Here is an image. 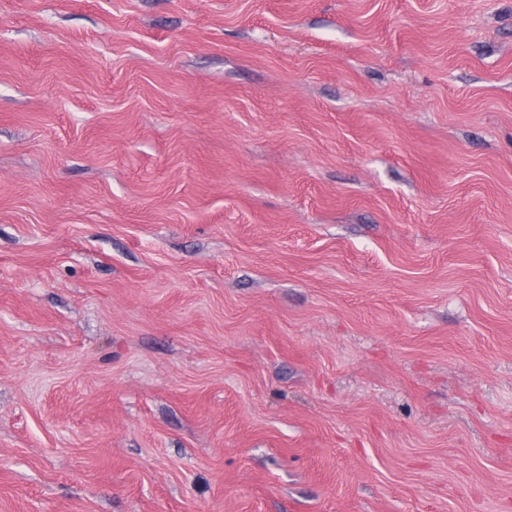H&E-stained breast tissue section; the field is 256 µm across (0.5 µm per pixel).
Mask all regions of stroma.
I'll use <instances>...</instances> for the list:
<instances>
[{"label": "stroma", "mask_w": 512, "mask_h": 512, "mask_svg": "<svg viewBox=\"0 0 512 512\" xmlns=\"http://www.w3.org/2000/svg\"><path fill=\"white\" fill-rule=\"evenodd\" d=\"M0 512H512V0H0Z\"/></svg>", "instance_id": "1"}]
</instances>
